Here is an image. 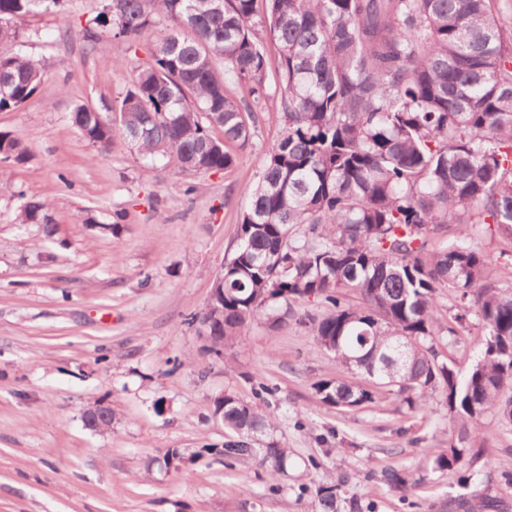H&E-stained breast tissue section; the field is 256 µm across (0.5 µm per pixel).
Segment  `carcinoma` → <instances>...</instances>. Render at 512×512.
<instances>
[{"label":"carcinoma","instance_id":"1","mask_svg":"<svg viewBox=\"0 0 512 512\" xmlns=\"http://www.w3.org/2000/svg\"><path fill=\"white\" fill-rule=\"evenodd\" d=\"M63 0H0V111L40 92L45 71L21 49L19 25ZM148 62L122 97L74 104L68 121L102 151L121 138L154 165L220 172L246 146L254 113L227 91L245 79L265 93L266 27L279 52L280 138L241 212L236 246L199 315L208 352L241 336L257 315L273 324L286 307L316 297L332 310L310 318L311 335L356 379L320 382L322 402L361 409L376 390L411 409L441 398L448 449L433 470L478 461L489 413L512 431V287L473 243L468 224L494 225L512 240V32L496 0H105L81 27L89 46L104 36L137 41L161 20ZM222 137L214 135V131ZM24 143L0 132V164L23 165ZM22 224L58 232L43 201L25 202ZM453 230L436 252L427 238ZM448 289L454 322L483 330L467 372L437 348V292ZM354 296L359 303L351 304ZM229 432L226 464L256 460L286 473L288 449L271 441L268 415L233 394L212 400ZM392 491L408 481L381 472ZM321 512H337L336 487L317 489Z\"/></svg>","mask_w":512,"mask_h":512}]
</instances>
